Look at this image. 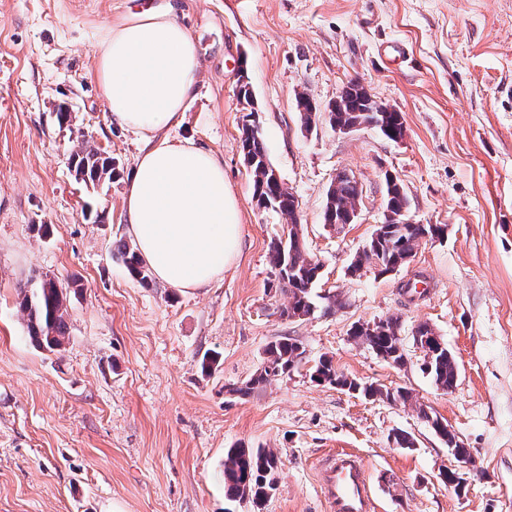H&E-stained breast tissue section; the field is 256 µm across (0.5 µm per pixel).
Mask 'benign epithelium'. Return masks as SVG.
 <instances>
[{"mask_svg": "<svg viewBox=\"0 0 512 512\" xmlns=\"http://www.w3.org/2000/svg\"><path fill=\"white\" fill-rule=\"evenodd\" d=\"M358 99L365 106V114L369 119L364 121H353L346 119L342 112L349 107V101ZM374 98L368 88L361 82L355 81L345 86L329 105V112L325 116L331 128L339 135H348L362 127H386L388 119L387 112H378L373 109ZM346 179H354L350 173L340 170L336 172L328 192L329 212H339V217L326 220V223L333 225L355 224L360 217V207H334L333 191ZM387 199L385 202L383 219L375 226L371 240L367 242L354 256L351 264L348 266V274L352 277L357 276L360 271L370 265L376 270L384 271L391 275L398 272L402 267L409 263L415 256V253H386L384 245L386 241L396 237L405 230V225L415 223L410 215L408 199L406 193L398 179L389 174L386 176ZM400 321L396 318L379 319L374 321H359L354 324L350 331V336H363L373 338L375 336H388L399 334ZM413 336L416 337L415 345L423 353L427 365H432L440 361L446 355H451L442 337L435 328L427 323L421 322L414 327ZM332 386L339 390L347 391L351 394L364 393V398L374 402L398 403L402 401L400 394L390 389L382 393L375 392L376 385L362 383L351 377L344 378L336 376ZM428 423L435 430L443 442L448 445L449 453L453 462L442 469V474L448 476V486L462 496L466 485H468V475L477 469V461L471 449L463 447L458 436L445 425L444 422L433 417L428 418Z\"/></svg>", "mask_w": 512, "mask_h": 512, "instance_id": "1", "label": "benign epithelium"}]
</instances>
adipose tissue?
Masks as SVG:
<instances>
[{"mask_svg": "<svg viewBox=\"0 0 512 512\" xmlns=\"http://www.w3.org/2000/svg\"><path fill=\"white\" fill-rule=\"evenodd\" d=\"M199 70L195 41L168 13L113 25L96 56L113 122L142 144L122 218L157 280L179 289L208 286L242 251L240 210L221 160L167 133L193 98Z\"/></svg>", "mask_w": 512, "mask_h": 512, "instance_id": "1", "label": "adipose tissue"}]
</instances>
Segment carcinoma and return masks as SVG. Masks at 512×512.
<instances>
[{"instance_id":"cac0c4a2","label":"carcinoma","mask_w":512,"mask_h":512,"mask_svg":"<svg viewBox=\"0 0 512 512\" xmlns=\"http://www.w3.org/2000/svg\"><path fill=\"white\" fill-rule=\"evenodd\" d=\"M241 154L250 156L254 195L272 201V210L288 219L294 215L295 198L284 185L273 184L267 170V156L262 137L253 136L241 142ZM71 168L76 177L84 183L97 184L112 180L116 176L112 156L88 145H81L71 153ZM335 200L343 205L358 196L356 183L346 180L334 191ZM422 230L419 224L408 225V231L395 241L396 249L411 252ZM113 256L122 262L129 274L141 284L151 281L148 268L137 256L134 247L125 241L117 243ZM312 254L304 243L287 239L276 249H270V263L280 268L277 273L278 287L289 295L292 308H301L308 313L317 306L315 289L322 279L316 273L317 266L311 264ZM67 294L64 288L53 280L41 279L30 284L23 295L22 307L28 316V333L39 347L50 351L61 348L67 335L65 320ZM299 342L285 338L271 343L266 349V361L288 371L296 358ZM455 362L445 360L428 373L437 387H448L454 380ZM279 460L270 450L264 448H230L224 460V492L230 501L256 498L269 485Z\"/></svg>"}]
</instances>
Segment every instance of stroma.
I'll use <instances>...</instances> for the list:
<instances>
[{"label": "stroma", "instance_id": "obj_1", "mask_svg": "<svg viewBox=\"0 0 512 512\" xmlns=\"http://www.w3.org/2000/svg\"><path fill=\"white\" fill-rule=\"evenodd\" d=\"M150 8L172 9L201 64L168 133L222 158L241 211L237 264L198 289L141 285L112 256L132 239L121 208L140 144L111 120L96 54L112 24ZM241 71L333 311L279 313L288 294L269 252L287 226L258 208L238 150ZM353 81L402 112L403 142L370 127L339 135L323 118L303 128L296 92L324 109ZM81 136L119 177L76 178ZM340 170L361 198L358 223L338 230L324 207ZM388 173L414 219L447 232L397 274L349 276L382 218ZM43 278L68 288L69 336L53 352L29 340L19 306L20 288ZM389 317L402 323L401 367L350 337L355 322ZM424 321L457 360L453 391L421 370L411 330ZM283 338L302 343L305 367L226 394ZM323 357L411 389L414 405L313 382ZM422 407L477 457L465 495L439 480L448 447ZM397 430L415 448L393 446ZM241 446L279 460L258 511L224 495V454ZM341 448L364 458L378 512H512V0H0V512H329L318 464Z\"/></svg>", "mask_w": 512, "mask_h": 512}]
</instances>
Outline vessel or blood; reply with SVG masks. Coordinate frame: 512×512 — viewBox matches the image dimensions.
Returning a JSON list of instances; mask_svg holds the SVG:
<instances>
[{
	"label": "vessel or blood",
	"instance_id": "obj_1",
	"mask_svg": "<svg viewBox=\"0 0 512 512\" xmlns=\"http://www.w3.org/2000/svg\"><path fill=\"white\" fill-rule=\"evenodd\" d=\"M321 490L331 512H376L368 470L361 456L342 449L319 463Z\"/></svg>",
	"mask_w": 512,
	"mask_h": 512
}]
</instances>
